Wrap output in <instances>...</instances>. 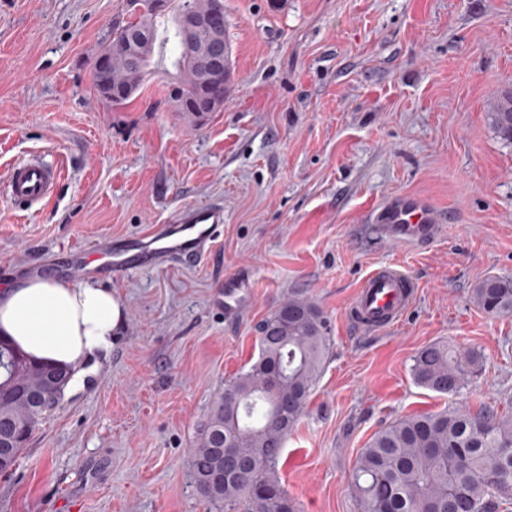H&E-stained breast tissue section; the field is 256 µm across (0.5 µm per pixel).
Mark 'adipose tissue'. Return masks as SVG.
Here are the masks:
<instances>
[{
    "label": "adipose tissue",
    "mask_w": 512,
    "mask_h": 512,
    "mask_svg": "<svg viewBox=\"0 0 512 512\" xmlns=\"http://www.w3.org/2000/svg\"><path fill=\"white\" fill-rule=\"evenodd\" d=\"M111 289L55 278H20L0 289V338L66 369L69 391L86 389L124 322Z\"/></svg>",
    "instance_id": "obj_1"
}]
</instances>
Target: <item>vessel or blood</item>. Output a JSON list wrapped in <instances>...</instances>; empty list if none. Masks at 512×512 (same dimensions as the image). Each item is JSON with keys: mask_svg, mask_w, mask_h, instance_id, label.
Here are the masks:
<instances>
[{"mask_svg": "<svg viewBox=\"0 0 512 512\" xmlns=\"http://www.w3.org/2000/svg\"><path fill=\"white\" fill-rule=\"evenodd\" d=\"M58 182L56 167L32 155L14 164L0 180V196L12 205L30 208L52 197ZM372 222L396 244L426 243L441 231L444 219L425 201L403 196L373 211ZM224 224V206L211 202L178 213L168 224H155L143 234L113 238L105 251L79 249L66 271L75 278L91 275L122 277L141 271L182 265L202 259ZM417 290L400 269L385 266L371 272L352 304L356 322L365 331L394 325L413 303ZM254 296L250 274L238 272L224 279L225 317L232 318Z\"/></svg>", "mask_w": 512, "mask_h": 512, "instance_id": "vessel-or-blood-1", "label": "vessel or blood"}]
</instances>
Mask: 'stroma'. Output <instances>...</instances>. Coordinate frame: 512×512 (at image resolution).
I'll return each mask as SVG.
<instances>
[{"mask_svg":"<svg viewBox=\"0 0 512 512\" xmlns=\"http://www.w3.org/2000/svg\"><path fill=\"white\" fill-rule=\"evenodd\" d=\"M122 0H0V178L44 151L55 195L22 211L0 197V286L59 276L71 250L107 246L224 203L207 260L98 279L125 323L92 386L39 422L0 512H217L189 461L224 383L258 356L259 326L288 298L319 310L321 375L276 474L297 512H360L357 456L395 420L451 406L512 413V315L472 291L512 278V144L490 114L512 90V0H224L233 84L193 123L162 100L170 62L114 109L95 61ZM401 195L445 224L429 244L385 240L368 219ZM394 265L418 293L393 326L348 315L361 282ZM245 270L252 302L215 303ZM473 349L480 376L445 396L418 385L433 345Z\"/></svg>","mask_w":512,"mask_h":512,"instance_id":"stroma-1","label":"stroma"}]
</instances>
